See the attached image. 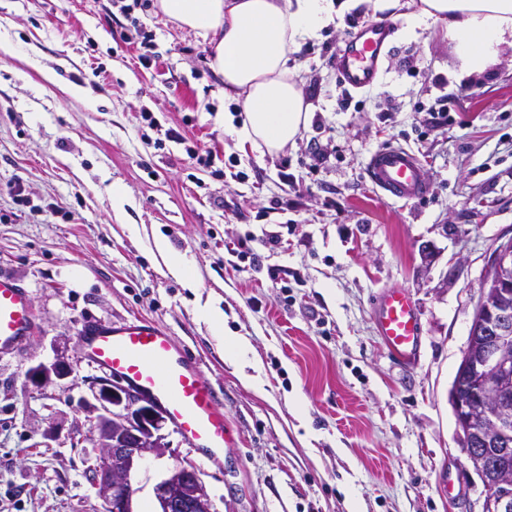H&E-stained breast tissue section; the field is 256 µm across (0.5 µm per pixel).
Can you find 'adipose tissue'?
I'll use <instances>...</instances> for the list:
<instances>
[{"label": "adipose tissue", "instance_id": "obj_1", "mask_svg": "<svg viewBox=\"0 0 512 512\" xmlns=\"http://www.w3.org/2000/svg\"><path fill=\"white\" fill-rule=\"evenodd\" d=\"M364 3L383 11L400 0H155V7L181 27L216 36L210 66L244 114L238 137L276 153L295 143L310 114L291 54ZM402 19L407 33L443 26L468 75L485 72L499 47L512 45V0H421Z\"/></svg>", "mask_w": 512, "mask_h": 512}]
</instances>
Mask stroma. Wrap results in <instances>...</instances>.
<instances>
[{"label":"stroma","instance_id":"stroma-1","mask_svg":"<svg viewBox=\"0 0 512 512\" xmlns=\"http://www.w3.org/2000/svg\"><path fill=\"white\" fill-rule=\"evenodd\" d=\"M153 4L127 15L117 0H0V272L29 289L36 314L24 354L0 358V512H104L81 406L100 373L76 336L134 315L199 362L230 437L207 463L164 422L165 454L134 477L136 512H155L154 487L177 465L198 471L213 512H481L448 394L492 253L512 238V47L465 77L440 26L408 36L360 6L292 54L311 118L271 154L237 138L211 38ZM379 19L395 29L380 78L345 90L332 57ZM386 145L422 161L423 201L388 199L370 181L369 156ZM190 147L212 153L211 167ZM158 236L192 262L195 287L167 272ZM385 288L408 290L419 309L415 364L377 334ZM206 301L247 339L262 392L225 362L198 315ZM58 359L74 376L36 388L29 369Z\"/></svg>","mask_w":512,"mask_h":512}]
</instances>
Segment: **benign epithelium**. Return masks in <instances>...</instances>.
<instances>
[{
    "label": "benign epithelium",
    "instance_id": "7a95c632",
    "mask_svg": "<svg viewBox=\"0 0 512 512\" xmlns=\"http://www.w3.org/2000/svg\"><path fill=\"white\" fill-rule=\"evenodd\" d=\"M512 239L494 250L473 316L472 332L484 333L479 356L465 350L449 401L466 454L479 474L486 495L481 512H512V420L499 413L502 398L512 389V307L500 299L512 295ZM73 366L61 359L33 366L29 378L38 387L66 380ZM95 403H85L92 417L93 480L104 500L105 512H134L139 489L133 475L148 457L165 452L160 434L163 417L142 395L118 382L99 378L90 382ZM156 512H212V503L198 472L177 465L154 487Z\"/></svg>",
    "mask_w": 512,
    "mask_h": 512
}]
</instances>
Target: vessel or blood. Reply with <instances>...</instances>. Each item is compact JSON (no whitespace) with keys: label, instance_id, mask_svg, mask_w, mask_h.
Returning <instances> with one entry per match:
<instances>
[{"label":"vessel or blood","instance_id":"vessel-or-blood-1","mask_svg":"<svg viewBox=\"0 0 512 512\" xmlns=\"http://www.w3.org/2000/svg\"><path fill=\"white\" fill-rule=\"evenodd\" d=\"M391 35V25L377 23L337 50L334 67L343 86L362 90L377 81ZM367 169L374 185L390 198L418 202L430 192L422 162L405 148L376 149ZM373 321L397 361L416 360L423 327L416 302L406 289L381 291ZM35 325L28 289L12 275L0 273V356L21 355ZM77 343L92 367L153 401L206 461L223 458L228 445L224 407L195 359L167 329L142 317L95 323L81 331Z\"/></svg>","mask_w":512,"mask_h":512}]
</instances>
